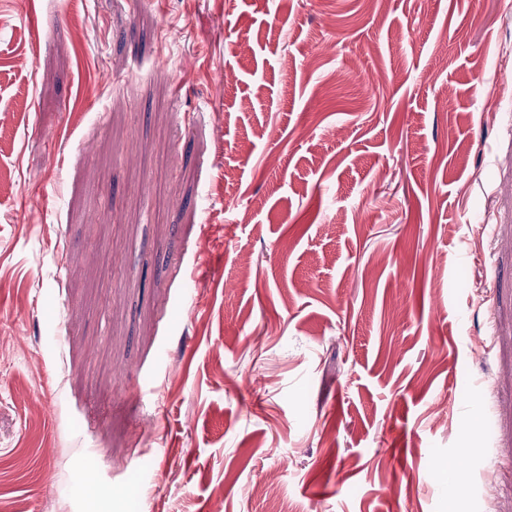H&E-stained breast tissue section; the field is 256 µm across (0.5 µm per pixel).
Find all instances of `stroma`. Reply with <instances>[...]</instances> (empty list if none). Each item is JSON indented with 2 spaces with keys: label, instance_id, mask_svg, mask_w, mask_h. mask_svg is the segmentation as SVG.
I'll list each match as a JSON object with an SVG mask.
<instances>
[{
  "label": "stroma",
  "instance_id": "35a3bbf8",
  "mask_svg": "<svg viewBox=\"0 0 512 512\" xmlns=\"http://www.w3.org/2000/svg\"><path fill=\"white\" fill-rule=\"evenodd\" d=\"M509 67L512 0H0V512H512Z\"/></svg>",
  "mask_w": 512,
  "mask_h": 512
}]
</instances>
